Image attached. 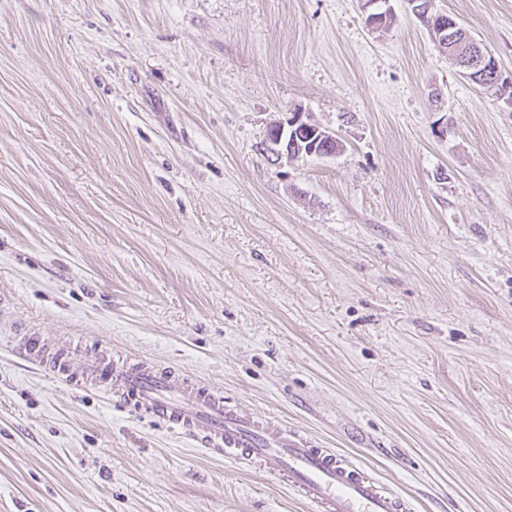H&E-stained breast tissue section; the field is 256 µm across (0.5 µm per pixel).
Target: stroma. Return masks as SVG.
Returning <instances> with one entry per match:
<instances>
[{
    "instance_id": "1",
    "label": "stroma",
    "mask_w": 512,
    "mask_h": 512,
    "mask_svg": "<svg viewBox=\"0 0 512 512\" xmlns=\"http://www.w3.org/2000/svg\"><path fill=\"white\" fill-rule=\"evenodd\" d=\"M0 0V512H311L25 336L171 366L412 512H512V104L407 0ZM512 73V0H432ZM303 113L336 156L276 159Z\"/></svg>"
}]
</instances>
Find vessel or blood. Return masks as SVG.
I'll list each match as a JSON object with an SVG mask.
<instances>
[{
    "mask_svg": "<svg viewBox=\"0 0 512 512\" xmlns=\"http://www.w3.org/2000/svg\"><path fill=\"white\" fill-rule=\"evenodd\" d=\"M26 360L52 368L81 389L101 388L115 402L183 434L212 452L258 467L287 483L313 512H409L405 498L382 490L363 463L322 447L281 423L255 419L223 394L169 367L102 356L71 374V352L42 337L22 343Z\"/></svg>",
    "mask_w": 512,
    "mask_h": 512,
    "instance_id": "1",
    "label": "vessel or blood"
}]
</instances>
